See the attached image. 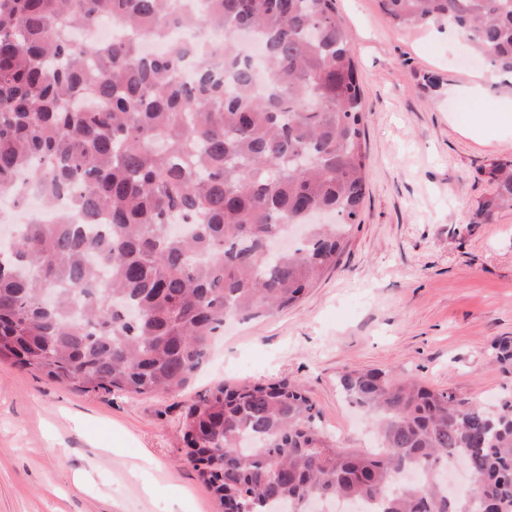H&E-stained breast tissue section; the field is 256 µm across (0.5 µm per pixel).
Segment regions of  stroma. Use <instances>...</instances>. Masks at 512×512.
Wrapping results in <instances>:
<instances>
[{"mask_svg": "<svg viewBox=\"0 0 512 512\" xmlns=\"http://www.w3.org/2000/svg\"><path fill=\"white\" fill-rule=\"evenodd\" d=\"M367 114L366 194L334 269L295 307L225 326L180 394L84 392L0 363V512H224L185 455L187 405L218 382H301L338 446L363 448L370 420L342 372L378 368L484 401L512 394L491 354L512 337V210L471 217L512 156L494 119L512 75L466 94L482 62L447 29L407 31L378 0H336ZM486 124L470 135L478 118Z\"/></svg>", "mask_w": 512, "mask_h": 512, "instance_id": "obj_1", "label": "stroma"}]
</instances>
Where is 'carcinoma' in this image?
<instances>
[{"instance_id": "1", "label": "carcinoma", "mask_w": 512, "mask_h": 512, "mask_svg": "<svg viewBox=\"0 0 512 512\" xmlns=\"http://www.w3.org/2000/svg\"><path fill=\"white\" fill-rule=\"evenodd\" d=\"M408 30L448 26L512 74V0H379ZM116 19L141 35L224 31V53L177 76L186 47L70 38ZM260 38L256 64L238 37ZM365 119L335 0H0V197L72 198L61 224H23L0 256V361L59 384L177 394L230 318L295 305L361 223ZM473 223L512 209V158ZM336 216L316 224L314 214ZM303 224L282 256L269 242ZM49 288L56 301L43 305ZM341 392L374 419L381 451L341 448L297 381L218 383L182 416L183 442L224 512H309L377 500L379 512H512V397L490 410L382 370ZM466 459L479 491L448 497L440 470Z\"/></svg>"}]
</instances>
